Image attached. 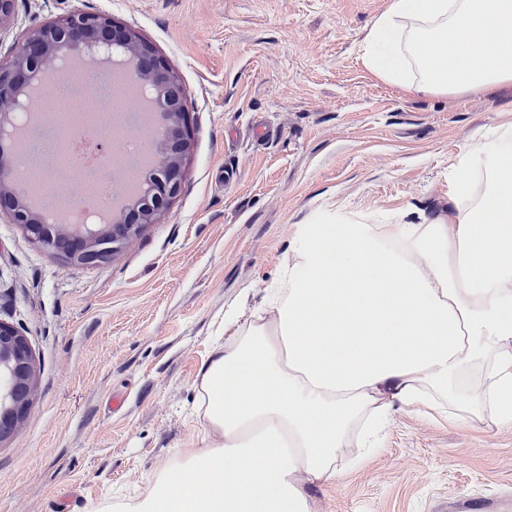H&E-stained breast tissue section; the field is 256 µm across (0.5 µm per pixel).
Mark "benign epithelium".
<instances>
[{
    "instance_id": "benign-epithelium-1",
    "label": "benign epithelium",
    "mask_w": 512,
    "mask_h": 512,
    "mask_svg": "<svg viewBox=\"0 0 512 512\" xmlns=\"http://www.w3.org/2000/svg\"><path fill=\"white\" fill-rule=\"evenodd\" d=\"M74 52L85 61L110 60L131 69L143 93L156 105L168 125L164 161L150 175L148 189L135 204L113 214L112 225L94 229L89 224H52L33 212L9 177V164L0 152V210L23 227L41 249L53 253L65 246L77 263H99L119 251L147 224H155L179 194L184 159L192 138L184 93L177 77L157 55L155 47L136 31L118 26L106 13H71L58 22L31 32L26 51L8 64H0V141L10 137L13 126L22 122L30 105L32 84L66 69ZM35 385L31 346L26 336L0 321V430H16L29 410Z\"/></svg>"
}]
</instances>
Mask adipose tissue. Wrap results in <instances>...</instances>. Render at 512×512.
<instances>
[{
    "label": "adipose tissue",
    "mask_w": 512,
    "mask_h": 512,
    "mask_svg": "<svg viewBox=\"0 0 512 512\" xmlns=\"http://www.w3.org/2000/svg\"><path fill=\"white\" fill-rule=\"evenodd\" d=\"M512 0H390L366 62L399 86L512 83L489 34ZM447 213L424 224H302L261 314L197 380L211 438L94 512H313L308 487L379 447L394 411L512 428V125L458 155Z\"/></svg>",
    "instance_id": "adipose-tissue-1"
}]
</instances>
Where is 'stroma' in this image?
Listing matches in <instances>:
<instances>
[{
    "label": "stroma",
    "instance_id": "stroma-1",
    "mask_svg": "<svg viewBox=\"0 0 512 512\" xmlns=\"http://www.w3.org/2000/svg\"><path fill=\"white\" fill-rule=\"evenodd\" d=\"M389 0H14L0 61L75 11L138 32L178 77L192 140L180 195L106 262L74 264L0 214V320L29 339L30 411L0 440V512H89L199 448L195 382L226 311H257L297 225L417 224L450 164L512 122V84L462 95L380 78ZM314 512H512V429L394 412L383 448Z\"/></svg>",
    "mask_w": 512,
    "mask_h": 512
}]
</instances>
